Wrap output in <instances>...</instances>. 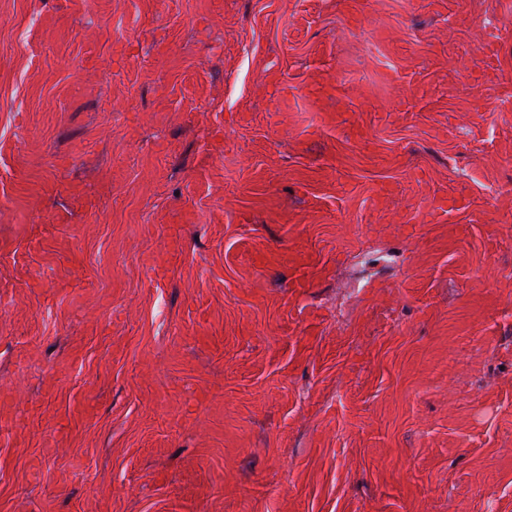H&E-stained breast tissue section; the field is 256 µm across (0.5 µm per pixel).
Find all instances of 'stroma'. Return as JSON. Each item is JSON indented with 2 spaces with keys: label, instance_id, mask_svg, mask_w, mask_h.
<instances>
[{
  "label": "stroma",
  "instance_id": "stroma-1",
  "mask_svg": "<svg viewBox=\"0 0 512 512\" xmlns=\"http://www.w3.org/2000/svg\"><path fill=\"white\" fill-rule=\"evenodd\" d=\"M0 512H512V0H0Z\"/></svg>",
  "mask_w": 512,
  "mask_h": 512
}]
</instances>
